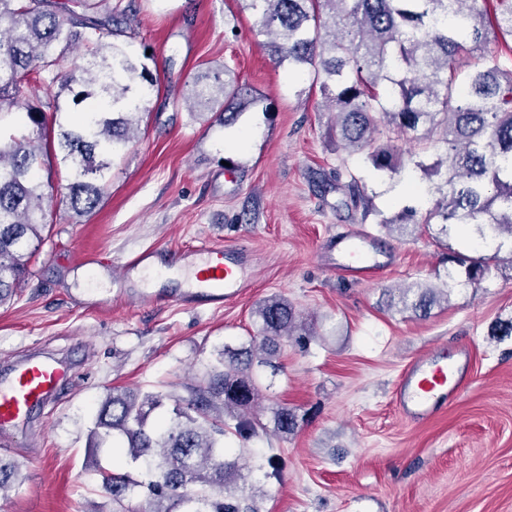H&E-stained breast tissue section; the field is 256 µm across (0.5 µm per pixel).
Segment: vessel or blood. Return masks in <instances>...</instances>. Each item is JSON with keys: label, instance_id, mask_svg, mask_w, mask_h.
I'll use <instances>...</instances> for the list:
<instances>
[{"label": "vessel or blood", "instance_id": "obj_1", "mask_svg": "<svg viewBox=\"0 0 512 512\" xmlns=\"http://www.w3.org/2000/svg\"><path fill=\"white\" fill-rule=\"evenodd\" d=\"M331 268L351 276L367 278L391 265V257L377 252L366 233L331 237L327 248ZM106 280L113 297L121 300L170 302L190 309L208 305L219 309L239 296L247 283L246 268L237 252L209 243L188 248L174 255L148 248L125 260L120 276H113L111 262L96 256L86 259ZM161 266L186 276L187 288L168 295L164 277L155 278L151 287L132 289V281ZM67 375L66 368L53 360L28 357L9 372L0 375V434L24 424L36 408L56 392ZM471 378V354L461 349L454 361L428 355L415 360L401 375L393 397L401 417L421 421L432 417L444 403L455 401Z\"/></svg>", "mask_w": 512, "mask_h": 512}]
</instances>
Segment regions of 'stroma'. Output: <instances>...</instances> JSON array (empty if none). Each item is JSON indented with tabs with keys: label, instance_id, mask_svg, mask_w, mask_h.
Instances as JSON below:
<instances>
[{
	"label": "stroma",
	"instance_id": "stroma-1",
	"mask_svg": "<svg viewBox=\"0 0 512 512\" xmlns=\"http://www.w3.org/2000/svg\"><path fill=\"white\" fill-rule=\"evenodd\" d=\"M136 7L129 46L151 52L160 79L139 136L114 160L92 213L79 217L54 202L28 280L0 305V369L36 351L76 371L27 425L0 439V460L18 467L0 512H114L85 469L107 390L189 398L218 347L255 335V308L273 295L316 334L257 370L260 412L292 408L296 432L226 440L243 447L250 480L269 492L260 512H512V263L501 261L427 317L388 309L389 289L441 284L449 253L476 257L482 248L456 231L438 238L379 226V217L432 206L425 181L408 171L378 177L363 156L337 149L312 69L278 66L239 0ZM222 65L263 103L231 127L184 104L192 79ZM354 176L375 214L344 206ZM358 231L394 258L366 281L332 270L323 254L332 235ZM203 242L248 255L249 284L223 308L115 303L106 293L83 299L87 255L117 265L148 247ZM461 346L472 355V380L460 397L430 421L402 420L393 400L401 373L423 355L449 358ZM271 454L282 464L267 476L261 466ZM99 455L112 465L110 452Z\"/></svg>",
	"mask_w": 512,
	"mask_h": 512
}]
</instances>
